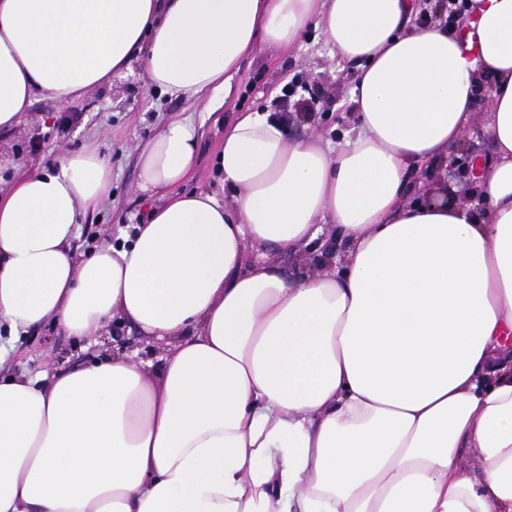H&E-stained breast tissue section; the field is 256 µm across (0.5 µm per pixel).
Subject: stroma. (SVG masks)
<instances>
[{"label": "stroma", "mask_w": 512, "mask_h": 512, "mask_svg": "<svg viewBox=\"0 0 512 512\" xmlns=\"http://www.w3.org/2000/svg\"><path fill=\"white\" fill-rule=\"evenodd\" d=\"M352 80V65L336 59L320 39L305 37L301 47L291 50L261 44L245 61L231 95L212 117L196 100L172 99L153 92L136 60L126 76L72 104L63 106L47 95H38L18 128L0 136V152L16 155L34 169L88 143L100 146L112 165V197L88 213L81 224L75 247L83 252L115 242L121 225L144 223L150 210L161 204V197L140 192L138 159L141 146L169 119L189 120L201 133L199 158L188 189L216 192L229 206L233 200L222 192L216 168L224 142L222 118L255 108L275 112L284 105L299 115L288 128V139L313 133L335 147L341 142L342 131L352 126L348 103ZM490 91V85H483L463 133L460 158L444 174L460 206L472 202L469 163L490 155L486 131ZM117 351L155 363L162 348L146 341L126 323L110 324L89 340L76 339L61 328L47 325L30 329L22 337L9 365L17 372H53L90 352L109 355Z\"/></svg>", "instance_id": "stroma-1"}]
</instances>
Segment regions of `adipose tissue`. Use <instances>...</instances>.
<instances>
[{"instance_id": "ef3b65f1", "label": "adipose tissue", "mask_w": 512, "mask_h": 512, "mask_svg": "<svg viewBox=\"0 0 512 512\" xmlns=\"http://www.w3.org/2000/svg\"><path fill=\"white\" fill-rule=\"evenodd\" d=\"M411 0H0V131L141 58L171 98L231 94L257 43L315 30L358 63L354 134L291 141L239 112L218 155L234 200L184 190L196 127L140 150L165 193L118 243L76 252L107 199L98 145L25 172L0 155V328L85 338L121 319L165 347L0 374V512H512V0H469L467 41ZM492 156L476 208L446 169L483 79ZM340 256L326 260V225ZM290 252L286 274L269 252Z\"/></svg>"}]
</instances>
